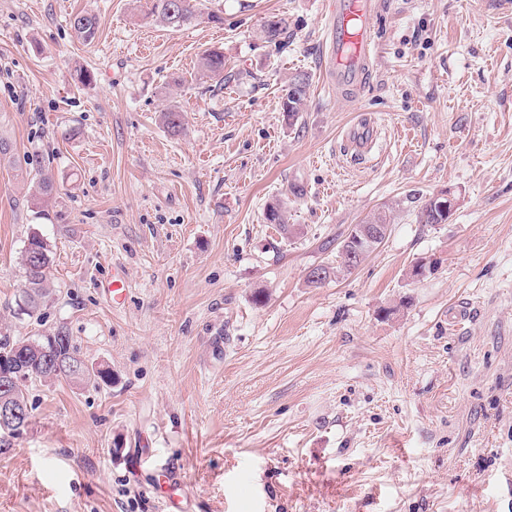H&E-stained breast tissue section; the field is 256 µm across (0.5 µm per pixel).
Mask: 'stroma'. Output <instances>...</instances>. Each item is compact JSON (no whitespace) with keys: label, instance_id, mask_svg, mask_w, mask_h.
Segmentation results:
<instances>
[{"label":"stroma","instance_id":"obj_1","mask_svg":"<svg viewBox=\"0 0 512 512\" xmlns=\"http://www.w3.org/2000/svg\"><path fill=\"white\" fill-rule=\"evenodd\" d=\"M325 2L209 0L170 31L148 0H0V337L64 326L112 372L29 383L0 512H512V8L377 0L375 66L347 101L323 82ZM209 48L223 81L199 73ZM363 117L358 157L343 135ZM438 197L447 223H418ZM279 199L284 230L265 219ZM381 211L388 238L309 286ZM35 233L52 264L30 317ZM116 264L121 306L102 291ZM71 26L78 39L83 42H90L96 36L99 19L92 13H80L72 18ZM309 86V77L306 74L294 76L291 87L283 102V110L288 113L289 119H295L302 110ZM50 264V249L46 240L39 234L31 235L20 258L25 278L22 302L27 306L26 310L20 306V310L28 316H33L38 312L48 296L47 282Z\"/></svg>","mask_w":512,"mask_h":512}]
</instances>
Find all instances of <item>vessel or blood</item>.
I'll return each mask as SVG.
<instances>
[{
    "instance_id": "1",
    "label": "vessel or blood",
    "mask_w": 512,
    "mask_h": 512,
    "mask_svg": "<svg viewBox=\"0 0 512 512\" xmlns=\"http://www.w3.org/2000/svg\"><path fill=\"white\" fill-rule=\"evenodd\" d=\"M376 0H328L324 27L326 76L344 94L360 91L371 72L370 20Z\"/></svg>"
}]
</instances>
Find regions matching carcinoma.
Wrapping results in <instances>:
<instances>
[{"instance_id": "carcinoma-1", "label": "carcinoma", "mask_w": 512, "mask_h": 512, "mask_svg": "<svg viewBox=\"0 0 512 512\" xmlns=\"http://www.w3.org/2000/svg\"><path fill=\"white\" fill-rule=\"evenodd\" d=\"M201 0H151L150 15L162 26L175 30L196 18L201 13ZM71 26L77 38L92 41L99 27V19L92 13H80L72 18ZM286 31V21L282 17L273 16L266 21L264 33L268 40L277 41ZM202 73L210 78L224 79V52L210 49L200 58ZM309 86L306 74L294 76L291 87L283 102V110L288 118H295L302 110ZM162 119L168 131L178 133L182 128V111L177 102L172 100L162 111ZM419 223L444 224L448 215L441 212L437 201L428 199L418 210ZM266 220L288 229V208L283 202L268 207ZM390 233L388 215L380 213L364 224H355L340 241V262L334 267L317 266L307 275L308 284L318 287L327 279L351 272L378 246ZM51 264L50 249L46 240L38 234L28 238L21 253L20 265L25 278V289L22 302L27 306L24 313L32 316L40 310L48 296V271ZM57 338V347L50 355H38L35 349L48 345L47 337H27L10 340L4 337L0 341V354L10 356L17 354L16 372L20 373L24 382L32 379L64 380L67 382L104 384L111 383L110 369L87 367L79 356V351L72 337L65 328L59 327L53 332Z\"/></svg>"}]
</instances>
